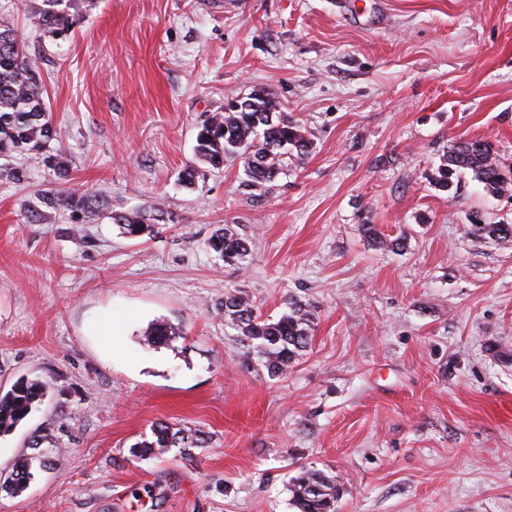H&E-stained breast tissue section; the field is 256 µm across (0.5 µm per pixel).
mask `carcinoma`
Returning a JSON list of instances; mask_svg holds the SVG:
<instances>
[{"label": "carcinoma", "instance_id": "1", "mask_svg": "<svg viewBox=\"0 0 512 512\" xmlns=\"http://www.w3.org/2000/svg\"><path fill=\"white\" fill-rule=\"evenodd\" d=\"M36 11V25L45 35L57 38L71 32L79 23L74 0H42ZM46 88L35 62L26 52V41L14 23L0 20V155L12 152L41 154L59 137L46 102ZM237 112L218 113L206 119L196 134L194 152L198 161L220 168L226 163L243 162L244 174L253 186L273 183L281 173L286 156L303 158L311 139L303 128L280 111L278 102L262 91H254L241 100ZM469 171L492 194L512 191V175L496 160L492 145L483 140H460L442 156L435 184L446 190L453 176ZM48 211L65 208L86 213L109 208L103 195H87L70 189H50L41 194ZM161 210L151 207L111 213L110 219L129 237L150 235ZM471 234L496 241L512 239V224H472ZM209 247L229 265H238L249 253L248 240L229 226L216 228ZM224 321L237 331V341L255 356L257 362L274 377L287 370L311 342V312L296 299H289L287 311L278 318H262L252 302L238 291H228L220 303ZM175 331L157 324L147 332V343L158 346ZM47 384L21 380L9 391L0 393V435L16 428L30 413L35 402L47 394ZM151 439L131 447L132 456L148 459L170 448H203L205 434L198 430L176 428L168 422L152 426ZM45 465L43 456L18 461L5 487L14 493L23 491L31 479L33 462ZM292 504L297 512H336L339 487L318 470L301 469L290 486Z\"/></svg>", "mask_w": 512, "mask_h": 512}]
</instances>
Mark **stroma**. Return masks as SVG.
Instances as JSON below:
<instances>
[{"instance_id":"stroma-1","label":"stroma","mask_w":512,"mask_h":512,"mask_svg":"<svg viewBox=\"0 0 512 512\" xmlns=\"http://www.w3.org/2000/svg\"><path fill=\"white\" fill-rule=\"evenodd\" d=\"M77 3L55 40L42 0H0L61 130L59 167L0 156V393L49 386L0 435V477L34 433L51 459L0 512H295L303 467L336 481V512H512V241L469 231L512 224V196L431 182L463 139L512 169V0ZM255 89L312 141L265 188L194 157L198 126ZM48 188L167 220L139 238L102 213L29 223ZM219 224L249 240L240 265L209 248ZM234 290L312 313L279 376L217 314ZM156 323L179 333L147 346ZM160 420L207 447L133 457Z\"/></svg>"}]
</instances>
